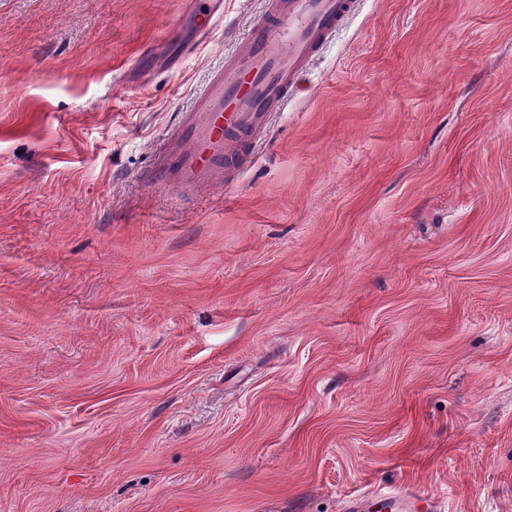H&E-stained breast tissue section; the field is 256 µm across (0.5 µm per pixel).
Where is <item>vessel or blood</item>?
<instances>
[{
    "mask_svg": "<svg viewBox=\"0 0 512 512\" xmlns=\"http://www.w3.org/2000/svg\"><path fill=\"white\" fill-rule=\"evenodd\" d=\"M357 0H265L248 28L243 52L213 71L191 109L181 113L146 174L154 185L209 190L240 172L265 141L309 68L354 13ZM224 16L222 0H195L194 23L204 39ZM441 501L412 486L384 496L351 497L347 512H439Z\"/></svg>",
    "mask_w": 512,
    "mask_h": 512,
    "instance_id": "b4317fda",
    "label": "vessel or blood"
}]
</instances>
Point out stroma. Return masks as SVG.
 Segmentation results:
<instances>
[{"mask_svg": "<svg viewBox=\"0 0 512 512\" xmlns=\"http://www.w3.org/2000/svg\"><path fill=\"white\" fill-rule=\"evenodd\" d=\"M188 2L0 0V512H512V0H360L198 193ZM441 501L428 491L408 487L404 491H392L388 495L360 494L351 497L346 504L347 512H436L441 511Z\"/></svg>", "mask_w": 512, "mask_h": 512, "instance_id": "1", "label": "stroma"}]
</instances>
